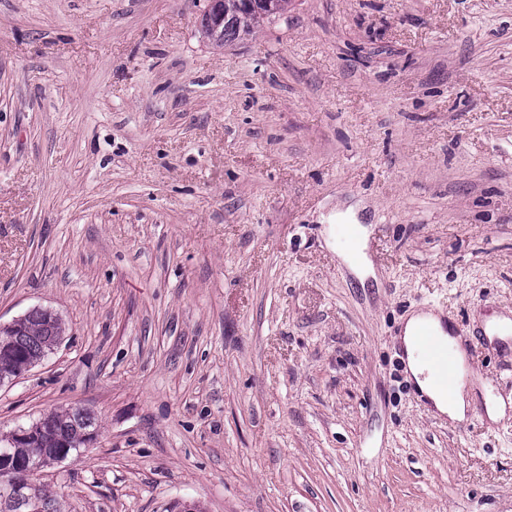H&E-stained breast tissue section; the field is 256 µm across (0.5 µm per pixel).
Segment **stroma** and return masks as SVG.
<instances>
[{"mask_svg": "<svg viewBox=\"0 0 512 512\" xmlns=\"http://www.w3.org/2000/svg\"><path fill=\"white\" fill-rule=\"evenodd\" d=\"M0 0V321L65 333L0 435L91 410L67 512H512V339L464 422L397 345L512 312V0ZM373 247L359 279L336 227ZM220 7L224 12L217 11L219 0H209L205 14L210 17V24L203 15L201 19V31L212 41L216 47H224L231 45L237 40H241L246 36L252 35L256 29L260 28L265 21H269L271 17H276L288 13V7L291 6L292 0H271L273 4V13L268 12V8L259 5L257 9L244 8L243 0H220ZM225 18V21H224ZM210 25L214 31L224 26L223 38L217 39L209 34Z\"/></svg>", "mask_w": 512, "mask_h": 512, "instance_id": "obj_1", "label": "stroma"}]
</instances>
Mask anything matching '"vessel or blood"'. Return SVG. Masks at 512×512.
I'll list each match as a JSON object with an SVG mask.
<instances>
[{
	"label": "vessel or blood",
	"mask_w": 512,
	"mask_h": 512,
	"mask_svg": "<svg viewBox=\"0 0 512 512\" xmlns=\"http://www.w3.org/2000/svg\"><path fill=\"white\" fill-rule=\"evenodd\" d=\"M460 329L443 334L433 324H421L416 332L415 356L425 369L434 387L445 389L455 378L456 363L466 350L460 341Z\"/></svg>",
	"instance_id": "1"
}]
</instances>
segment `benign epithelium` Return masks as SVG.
I'll use <instances>...</instances> for the list:
<instances>
[{
    "mask_svg": "<svg viewBox=\"0 0 512 512\" xmlns=\"http://www.w3.org/2000/svg\"><path fill=\"white\" fill-rule=\"evenodd\" d=\"M34 315L40 318L43 333L48 336L45 353L53 352L64 335L63 322L58 314L50 309L39 306L31 308L26 314L7 324L0 323V359L12 358L15 360L13 373L7 375L0 373V386L6 382H13L21 378L36 365L34 361L28 362L23 360L13 344L8 340L10 336H20L25 333L28 319ZM52 421L53 416L47 414L41 421L35 422L29 427L19 426L12 431L8 441L9 447L31 449L30 457L33 458V463L26 462L23 464L16 462L7 452L3 451L0 453V490L12 494L31 506L36 505V497L30 490L29 484L20 480V475L31 472L33 465L39 464V458L42 457L40 434L43 431L44 424Z\"/></svg>",
    "mask_w": 512,
    "mask_h": 512,
    "instance_id": "benign-epithelium-1",
    "label": "benign epithelium"
}]
</instances>
